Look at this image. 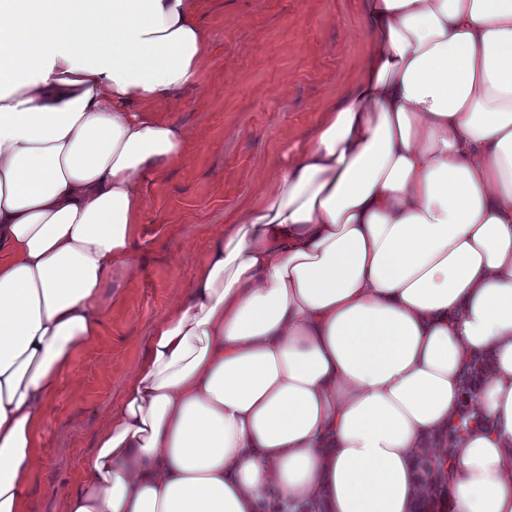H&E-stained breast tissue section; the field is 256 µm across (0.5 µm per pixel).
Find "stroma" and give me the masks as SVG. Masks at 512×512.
I'll return each mask as SVG.
<instances>
[{"label": "stroma", "mask_w": 512, "mask_h": 512, "mask_svg": "<svg viewBox=\"0 0 512 512\" xmlns=\"http://www.w3.org/2000/svg\"><path fill=\"white\" fill-rule=\"evenodd\" d=\"M361 0H200L209 54L194 83L161 104L188 144L142 183L137 262L114 269L100 335L77 348L41 430L30 512H61L123 400L155 323L205 260L212 236L272 182L283 155L314 131L361 64Z\"/></svg>", "instance_id": "35a3bbf8"}]
</instances>
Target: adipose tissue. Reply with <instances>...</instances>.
Returning a JSON list of instances; mask_svg holds the SVG:
<instances>
[{
    "mask_svg": "<svg viewBox=\"0 0 512 512\" xmlns=\"http://www.w3.org/2000/svg\"><path fill=\"white\" fill-rule=\"evenodd\" d=\"M196 0H0V512H27L42 423L141 183L187 143L156 102L209 50ZM371 50L261 204L228 219L62 512H414L461 412L452 512H512V0H366ZM489 372L490 364L483 354L472 358L467 364L462 375L463 411L459 423L451 428L455 435L467 430L471 423L476 426L491 427V421L472 407L483 377Z\"/></svg>",
    "mask_w": 512,
    "mask_h": 512,
    "instance_id": "ef3b65f1",
    "label": "adipose tissue"
}]
</instances>
